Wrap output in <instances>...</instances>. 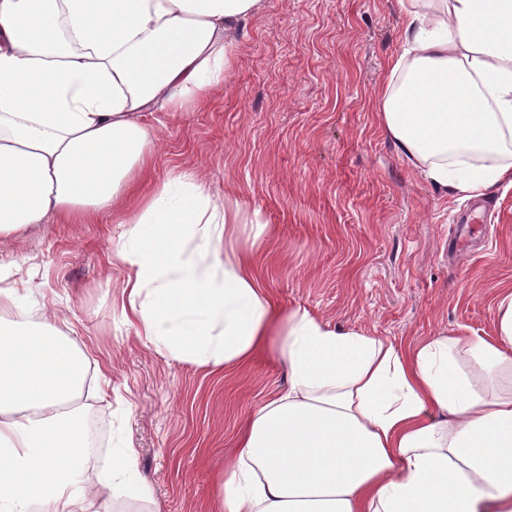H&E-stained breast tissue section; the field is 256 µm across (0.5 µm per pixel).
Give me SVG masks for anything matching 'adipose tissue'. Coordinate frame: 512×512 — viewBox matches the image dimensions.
I'll list each match as a JSON object with an SVG mask.
<instances>
[{
  "label": "adipose tissue",
  "mask_w": 512,
  "mask_h": 512,
  "mask_svg": "<svg viewBox=\"0 0 512 512\" xmlns=\"http://www.w3.org/2000/svg\"><path fill=\"white\" fill-rule=\"evenodd\" d=\"M403 40L377 100L385 134L429 183L479 198L512 186V0H400ZM263 0H0V239L50 218L87 221L132 189L154 132L222 83L235 28ZM238 210L174 171L115 247L119 304L141 340L229 366L272 328L286 391L248 420L216 512H512V290L494 337L414 345L330 328L306 309L273 324ZM0 512H163L123 448L84 481L88 361L2 287Z\"/></svg>",
  "instance_id": "ef3b65f1"
}]
</instances>
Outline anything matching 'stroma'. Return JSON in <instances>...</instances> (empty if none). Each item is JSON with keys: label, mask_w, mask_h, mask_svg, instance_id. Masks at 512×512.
<instances>
[{"label": "stroma", "mask_w": 512, "mask_h": 512, "mask_svg": "<svg viewBox=\"0 0 512 512\" xmlns=\"http://www.w3.org/2000/svg\"><path fill=\"white\" fill-rule=\"evenodd\" d=\"M402 32L397 0H265L236 32L223 83L186 111L145 113L155 140L124 210L0 240V260L19 263L107 380L86 400L98 446L87 480L125 444L163 512H212L242 423L288 385L273 347L230 369L201 366L158 353L122 321L123 219L171 171L237 207L235 243L256 253L276 311L300 306L408 345L495 336L512 286V187L492 191L489 217L461 233L468 201L427 183L384 134L376 102Z\"/></svg>", "instance_id": "1"}]
</instances>
